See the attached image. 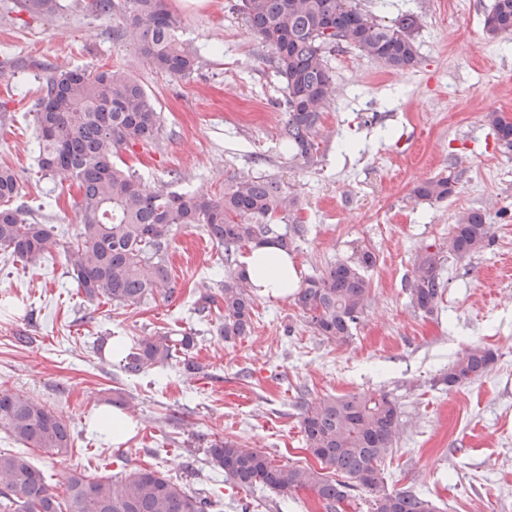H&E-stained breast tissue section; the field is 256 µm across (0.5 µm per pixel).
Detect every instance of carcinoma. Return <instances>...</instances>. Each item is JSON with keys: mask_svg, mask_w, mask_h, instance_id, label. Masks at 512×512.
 <instances>
[{"mask_svg": "<svg viewBox=\"0 0 512 512\" xmlns=\"http://www.w3.org/2000/svg\"><path fill=\"white\" fill-rule=\"evenodd\" d=\"M96 10L117 20L113 36L138 46L146 63L171 77L186 79L202 59L177 37V18L165 0H93ZM16 12L31 17L62 9L60 0H16ZM237 11L250 34L271 51V62L285 90L286 120L280 143L301 170L316 164L322 141L323 115L332 92L328 57L355 49L391 70L415 67L416 36L422 17L405 12L393 24L369 18L353 0H239ZM492 37L512 34V0H493L484 18ZM502 145L512 148V121L498 112L485 115ZM39 172L77 187L81 224L64 241L54 228L14 205L20 194L17 173L0 166V251L26 267L52 253L71 267L77 288L89 300L104 298L133 308L172 292L169 247L178 227L200 224L224 248L226 261L252 245L273 244L286 252L302 233L293 191L272 177L242 172L224 195L179 194L147 190L133 167L115 161L136 145L154 143L162 130L161 112L143 84L111 66L55 67L46 71L35 110ZM458 175L436 176L416 185L413 198L428 203L451 196ZM291 224L280 232L277 222ZM493 243L491 225L477 209L460 213L448 241L431 243L415 257L405 291L414 310L431 316L442 301L446 280L444 257L470 259ZM375 254L366 249L338 260L301 284L295 303L311 332L345 343L371 303L368 271ZM224 301L217 331L229 342L253 328L252 285L242 266L216 281ZM193 332L178 336H141L133 340L123 370L129 375L171 366L187 372L199 365L191 356ZM492 350L474 346L448 365L439 382L450 389L469 385L492 369ZM300 428L306 448L334 470L330 479L311 467L279 465L265 453L233 441L214 439L206 449L209 463L243 488L262 487L284 497L310 490L327 512L361 486L373 494L375 512H436L431 501L407 491H387L382 464L400 436L397 400L388 393L358 392L331 396L310 404L300 398ZM0 428L26 448L66 457L73 448L70 426L46 406L8 389H0ZM0 512H223V504L192 490L158 470L134 469L117 481L91 479L73 471L64 490L50 489L44 474L26 452L0 450Z\"/></svg>", "mask_w": 512, "mask_h": 512, "instance_id": "obj_1", "label": "carcinoma"}]
</instances>
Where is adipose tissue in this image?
<instances>
[{
  "label": "adipose tissue",
  "instance_id": "obj_1",
  "mask_svg": "<svg viewBox=\"0 0 512 512\" xmlns=\"http://www.w3.org/2000/svg\"><path fill=\"white\" fill-rule=\"evenodd\" d=\"M241 261L259 295L283 297L300 284L293 260L275 245L252 247L242 256Z\"/></svg>",
  "mask_w": 512,
  "mask_h": 512
}]
</instances>
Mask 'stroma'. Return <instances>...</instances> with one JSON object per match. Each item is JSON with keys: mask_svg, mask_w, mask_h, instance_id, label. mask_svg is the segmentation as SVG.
I'll return each instance as SVG.
<instances>
[{"mask_svg": "<svg viewBox=\"0 0 512 512\" xmlns=\"http://www.w3.org/2000/svg\"><path fill=\"white\" fill-rule=\"evenodd\" d=\"M65 0L37 19L0 0V162L20 176L18 204L44 224L74 230L75 189L42 177L35 108L50 67L126 69L158 102L162 132L154 144L123 153L148 189L222 195L236 174L273 175L290 185L306 232L290 256L303 276L361 249L375 253V301L353 337L336 344L314 336L293 296L257 297L250 335L232 342L216 332L222 302L196 312L203 283L223 278L224 250L202 227L181 228L170 250L174 291L140 308L78 294L62 257L26 268L0 255V389L45 403L72 428V453L38 449L30 460L62 492L72 470L121 479L135 468L186 475L205 462L209 440L230 439L276 463L310 466L299 398L385 392L400 405L401 434L383 475L387 489L431 500L438 512H512V149L499 144L486 113H512V35L482 28L493 0H355L382 24L402 13L423 16L420 61L386 70L350 50L329 58L335 93L324 114L319 162L293 167L278 134L283 84L234 6L237 0H168L178 37L203 65L189 80L152 70L139 50L112 38V17ZM460 175L447 201L419 203L417 182ZM484 211L493 244L467 261L444 263L447 288L437 314L421 316L403 290L415 255L446 239L461 212ZM196 329L202 370L127 377L122 361L98 353L102 336ZM496 355L493 370L448 389L438 377L469 347ZM124 392L137 423L120 444L89 427L113 390ZM189 485L236 512H324L308 490L281 499L245 489L222 472Z\"/></svg>", "mask_w": 512, "mask_h": 512, "instance_id": "obj_1", "label": "stroma"}]
</instances>
